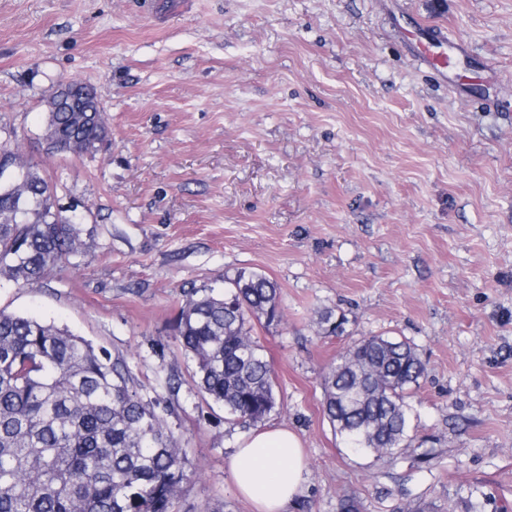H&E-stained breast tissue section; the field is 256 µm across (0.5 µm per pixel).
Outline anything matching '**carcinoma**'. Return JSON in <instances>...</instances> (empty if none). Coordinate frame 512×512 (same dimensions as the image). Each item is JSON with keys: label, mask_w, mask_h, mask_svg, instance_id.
<instances>
[{"label": "carcinoma", "mask_w": 512, "mask_h": 512, "mask_svg": "<svg viewBox=\"0 0 512 512\" xmlns=\"http://www.w3.org/2000/svg\"><path fill=\"white\" fill-rule=\"evenodd\" d=\"M49 154L80 155L108 140L105 109L81 81L44 99ZM57 186L18 148L0 145V279L33 285L82 245L81 217L55 208ZM284 321L277 285L256 272L194 289L174 329L201 392L229 418L263 421L276 407L274 371L252 335ZM332 333L345 317L321 314ZM424 364L405 339L368 336L324 378V413L347 443L378 457L407 437L405 398ZM199 471L127 366L51 323L0 310V512H173Z\"/></svg>", "instance_id": "1"}]
</instances>
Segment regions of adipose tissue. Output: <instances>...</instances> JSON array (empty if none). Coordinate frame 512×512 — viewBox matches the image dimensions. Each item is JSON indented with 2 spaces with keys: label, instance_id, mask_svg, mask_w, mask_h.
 <instances>
[{
  "label": "adipose tissue",
  "instance_id": "obj_1",
  "mask_svg": "<svg viewBox=\"0 0 512 512\" xmlns=\"http://www.w3.org/2000/svg\"><path fill=\"white\" fill-rule=\"evenodd\" d=\"M229 467L236 488L254 512H286L302 491L307 462L293 431L272 428L245 438Z\"/></svg>",
  "mask_w": 512,
  "mask_h": 512
}]
</instances>
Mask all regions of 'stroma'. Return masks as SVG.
<instances>
[{
	"instance_id": "35a3bbf8",
	"label": "stroma",
	"mask_w": 512,
	"mask_h": 512,
	"mask_svg": "<svg viewBox=\"0 0 512 512\" xmlns=\"http://www.w3.org/2000/svg\"><path fill=\"white\" fill-rule=\"evenodd\" d=\"M418 22L470 47L460 90L410 56ZM68 79L109 143L50 157L43 100ZM0 141L85 213L69 265L1 281L0 309L126 362L201 473L176 512H254L227 461L281 426L308 460L287 512H512V0H0ZM240 270L285 315L253 331L277 399L258 425L203 399L174 331L187 289ZM373 335L425 366L382 458L324 414L326 373Z\"/></svg>"
}]
</instances>
